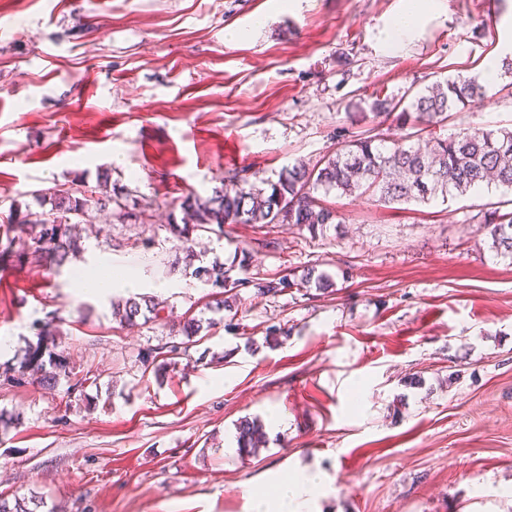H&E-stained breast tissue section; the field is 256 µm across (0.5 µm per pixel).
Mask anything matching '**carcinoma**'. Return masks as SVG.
Segmentation results:
<instances>
[{
	"instance_id": "1",
	"label": "carcinoma",
	"mask_w": 512,
	"mask_h": 512,
	"mask_svg": "<svg viewBox=\"0 0 512 512\" xmlns=\"http://www.w3.org/2000/svg\"><path fill=\"white\" fill-rule=\"evenodd\" d=\"M485 88L474 76L457 75L432 83L422 90H412L395 100L375 97L370 108L375 115L393 116L404 136L390 141L372 127L357 138L339 143L336 150L312 166L296 162L281 169L278 179L266 190L243 181L234 191L215 187L209 196L189 194L180 203L182 223L168 225L170 234L187 245L192 235L205 232L224 233L226 224H294L314 234L342 219L334 209L321 205L315 193L336 191L345 196L371 194L386 204L426 201L439 194L465 195L483 184H495L512 190V129L485 131L463 127L443 138L435 129L442 128L449 113L484 98ZM129 194L114 187L109 173L99 175L95 190L86 194L71 188H50L35 194L44 208L34 212L30 206L13 205L6 232L18 231L27 239V251L16 258L44 260L61 266L69 256L81 249L77 228L91 208L112 213L128 207ZM496 252L512 258V211L497 207L481 215ZM194 278L205 279V285L231 291L245 285L243 281L227 283L224 264L197 267ZM326 289L331 286L323 276L309 269L298 278L286 276L278 281L258 282L262 295H276L287 287L307 288L310 283ZM165 304L157 299L130 297L112 303V315L121 324L137 325L138 319H159ZM47 348L41 344L29 347L20 363L18 374L6 380L22 384L29 377L44 388L57 386L60 378L69 382L67 394L84 393L96 384L93 370H75L64 358H52L44 364ZM181 354V346L164 344L141 356L142 362L154 365L159 372ZM262 425L244 420L238 426L239 452L258 453ZM43 501L28 507L23 498L14 501L0 496V512H34Z\"/></svg>"
}]
</instances>
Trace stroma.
<instances>
[{"label":"stroma","mask_w":512,"mask_h":512,"mask_svg":"<svg viewBox=\"0 0 512 512\" xmlns=\"http://www.w3.org/2000/svg\"><path fill=\"white\" fill-rule=\"evenodd\" d=\"M389 45L406 0H0V227L12 203L102 171L135 220L89 210L99 237L74 265L0 262V495L39 512H254L284 480L321 474L302 512H512V259L478 224L500 188L389 205L330 193L343 222L230 224L193 259L166 224L195 192L276 180L376 126L372 94L398 96L497 65L486 94L451 116L512 126V0H435ZM249 261H242L241 249ZM245 280L215 311L192 271ZM328 289L258 294L308 268ZM84 276L131 270L168 285L160 320L112 318ZM212 320L156 376L142 352ZM100 375L87 397L15 385L36 342ZM259 419L258 455L237 425Z\"/></svg>","instance_id":"35a3bbf8"}]
</instances>
